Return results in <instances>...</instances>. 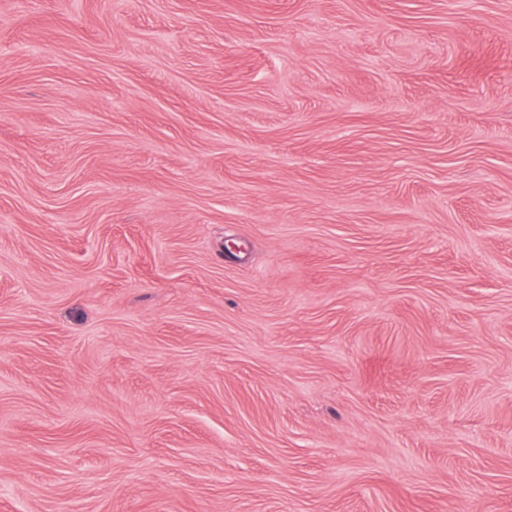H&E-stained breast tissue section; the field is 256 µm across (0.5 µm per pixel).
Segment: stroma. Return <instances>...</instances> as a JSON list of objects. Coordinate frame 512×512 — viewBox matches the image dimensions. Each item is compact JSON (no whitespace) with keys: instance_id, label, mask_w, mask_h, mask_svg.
Wrapping results in <instances>:
<instances>
[{"instance_id":"1","label":"stroma","mask_w":512,"mask_h":512,"mask_svg":"<svg viewBox=\"0 0 512 512\" xmlns=\"http://www.w3.org/2000/svg\"><path fill=\"white\" fill-rule=\"evenodd\" d=\"M0 512H512V0H0Z\"/></svg>"}]
</instances>
